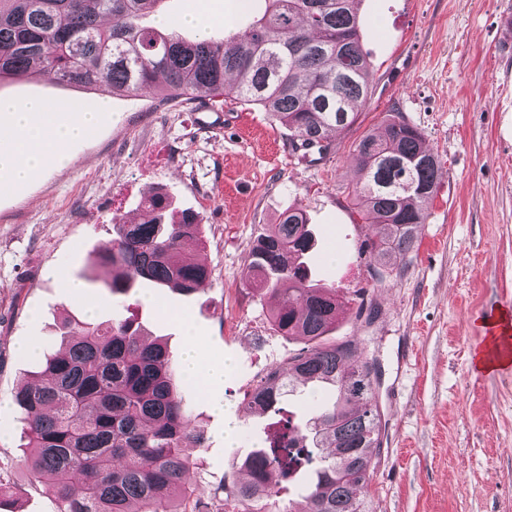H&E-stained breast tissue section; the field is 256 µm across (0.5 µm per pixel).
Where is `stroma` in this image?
<instances>
[{"label":"stroma","mask_w":512,"mask_h":512,"mask_svg":"<svg viewBox=\"0 0 512 512\" xmlns=\"http://www.w3.org/2000/svg\"><path fill=\"white\" fill-rule=\"evenodd\" d=\"M264 8L263 0H164L146 23L168 17L186 38L203 29L217 38ZM358 15L370 99L313 162L293 154L285 126L257 105L218 97L216 112H199L149 94L101 96L34 77L0 82V97L41 98L65 119L78 102L103 110L89 136L67 146L68 163H47L20 186L0 179V469L15 486L0 512H56L27 468L14 401L40 361L14 345L58 349L72 318L130 319L178 362L191 347L205 367L232 359L211 395L184 388L191 422L207 437L191 452V502L208 505L233 462L264 447L278 416L246 415L245 396L307 343L274 331V300L252 296L245 256L294 207L318 241L315 276L339 297L328 341L354 337L381 364L382 447L358 501L367 512H512V368L473 366L487 312L512 302V39L501 29L512 0H361ZM394 114L421 130L440 175L414 249L376 286L363 250L372 228L351 197L359 180L351 148ZM218 115L223 127L211 129ZM160 190L172 201L169 218L200 215V239L186 250L210 277L190 296L152 283L111 295V273L92 256L111 239L113 217L138 221L139 200ZM67 280L82 294L64 288ZM360 288L377 310L369 322L357 316ZM230 417L238 438L228 452Z\"/></svg>","instance_id":"1"}]
</instances>
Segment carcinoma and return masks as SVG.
I'll list each match as a JSON object with an SVG mask.
<instances>
[{
    "label": "carcinoma",
    "instance_id": "carcinoma-1",
    "mask_svg": "<svg viewBox=\"0 0 512 512\" xmlns=\"http://www.w3.org/2000/svg\"><path fill=\"white\" fill-rule=\"evenodd\" d=\"M161 2L0 0V81L40 76L102 94L161 90L195 100L205 93L259 105L288 128L304 160L314 151L328 154V134L352 125L370 98L360 0H265L260 18L220 41L188 40L171 25L141 26ZM352 157L360 174L354 206L376 229L364 244L370 279L380 283L390 260L413 250L439 165L421 131L396 119L364 135ZM170 206L157 192L139 202L138 223L112 218V238L94 256L95 264L112 267V293L147 281L190 295L208 279V269L183 250L198 239L199 216L184 212L167 223ZM312 240L303 212L290 209L248 249L251 287L276 299L273 329L309 347L263 376L246 406L252 413L274 409L297 381L334 389L335 404L311 419V438L291 419L280 420L268 449L242 463L248 479L216 488L214 512L229 503L233 512H363L353 491L368 481L382 445L377 362L362 357L354 338L322 343L338 300L336 289L310 282L303 258ZM62 329L65 345L15 394L34 481L53 493L57 512H193L184 505L188 449L205 447L206 437L189 426L167 346L122 318L68 320ZM317 448L331 462L317 469L304 507L280 506L273 477L286 481L314 464Z\"/></svg>",
    "mask_w": 512,
    "mask_h": 512
}]
</instances>
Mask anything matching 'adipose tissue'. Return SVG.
I'll return each instance as SVG.
<instances>
[{
  "label": "adipose tissue",
  "mask_w": 512,
  "mask_h": 512,
  "mask_svg": "<svg viewBox=\"0 0 512 512\" xmlns=\"http://www.w3.org/2000/svg\"><path fill=\"white\" fill-rule=\"evenodd\" d=\"M0 112L11 121L9 133L0 134V174L15 184L29 181L47 158L65 162V145L88 134L97 119L96 113L78 112L64 121L38 100L0 99Z\"/></svg>",
  "instance_id": "obj_1"
}]
</instances>
